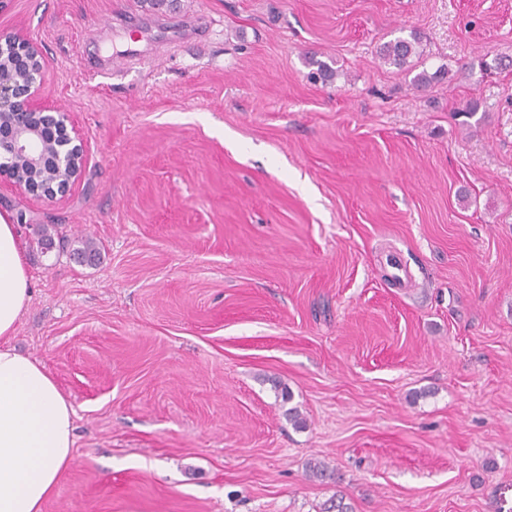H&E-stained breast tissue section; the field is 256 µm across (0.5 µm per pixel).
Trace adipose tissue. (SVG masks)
Wrapping results in <instances>:
<instances>
[{
  "label": "adipose tissue",
  "instance_id": "1",
  "mask_svg": "<svg viewBox=\"0 0 512 512\" xmlns=\"http://www.w3.org/2000/svg\"><path fill=\"white\" fill-rule=\"evenodd\" d=\"M30 299L15 227L0 215V512H41L73 461L74 409L10 344Z\"/></svg>",
  "mask_w": 512,
  "mask_h": 512
}]
</instances>
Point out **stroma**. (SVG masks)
<instances>
[{
    "label": "stroma",
    "mask_w": 512,
    "mask_h": 512,
    "mask_svg": "<svg viewBox=\"0 0 512 512\" xmlns=\"http://www.w3.org/2000/svg\"><path fill=\"white\" fill-rule=\"evenodd\" d=\"M16 29L86 147L65 198L0 184L12 343L75 410L42 512H512V0H7ZM413 33L424 90L378 57Z\"/></svg>",
    "instance_id": "obj_1"
}]
</instances>
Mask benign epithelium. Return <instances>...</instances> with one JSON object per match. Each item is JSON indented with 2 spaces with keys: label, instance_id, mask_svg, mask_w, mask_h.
I'll list each match as a JSON object with an SVG mask.
<instances>
[{
  "label": "benign epithelium",
  "instance_id": "1",
  "mask_svg": "<svg viewBox=\"0 0 512 512\" xmlns=\"http://www.w3.org/2000/svg\"><path fill=\"white\" fill-rule=\"evenodd\" d=\"M46 59L21 30L0 33V180L26 194L64 197L86 161L68 113L46 103Z\"/></svg>",
  "mask_w": 512,
  "mask_h": 512
}]
</instances>
